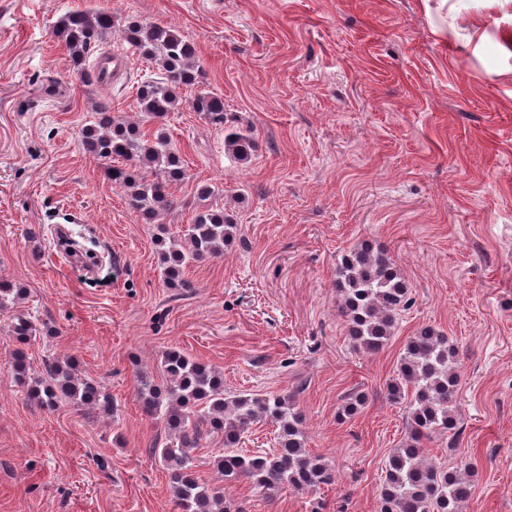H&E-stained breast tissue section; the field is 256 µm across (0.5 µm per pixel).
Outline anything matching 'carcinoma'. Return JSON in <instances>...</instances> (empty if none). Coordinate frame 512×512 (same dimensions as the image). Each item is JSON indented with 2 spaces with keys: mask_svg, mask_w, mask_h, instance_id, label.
I'll return each mask as SVG.
<instances>
[{
  "mask_svg": "<svg viewBox=\"0 0 512 512\" xmlns=\"http://www.w3.org/2000/svg\"><path fill=\"white\" fill-rule=\"evenodd\" d=\"M117 35L142 61L160 72L136 86L140 118L112 115L100 104L92 120L78 132L84 153L99 160L113 185L124 193L128 208L147 223L176 208L172 185L186 175L184 160L165 127L168 116L183 106L181 91L203 83V67L195 46L175 30L158 23L120 21L107 8L71 10L60 20L56 36L73 68L86 76L90 51ZM193 111L224 130L227 153L239 164L256 151L250 128L224 112V97L202 90L188 101ZM154 123L155 130L142 129ZM240 232L220 208L195 211L180 235L160 232L156 238L167 284L183 288L184 269L193 263L224 256ZM336 288L348 337L357 351L377 353L394 336L399 313L411 304L408 281L384 249L356 246L344 252L336 266ZM24 298V289L0 284V311ZM8 332L17 343L37 336V327L22 314L12 317ZM458 348L443 334L426 328L407 342L397 377L387 385L393 401L406 402L409 435L405 446L387 458L380 490V512H460L469 499L473 480L470 466L446 467L424 455L423 438L436 430L455 427L453 401L457 394ZM11 367L27 397L48 409L112 410L109 394L77 373L72 359L48 360L42 375H29L24 352L14 353ZM162 377L139 374L136 389L142 411L165 424L167 442L152 448L167 470L179 512H241L224 488L199 480L190 450L206 438H219L214 464L226 483L247 481L269 496L283 488L314 492L335 483L329 462L306 448L302 414L290 397L278 393L224 395V377L179 350L165 353ZM266 420L275 427V442L266 452L247 454L241 437L253 424Z\"/></svg>",
  "mask_w": 512,
  "mask_h": 512,
  "instance_id": "carcinoma-1",
  "label": "carcinoma"
}]
</instances>
